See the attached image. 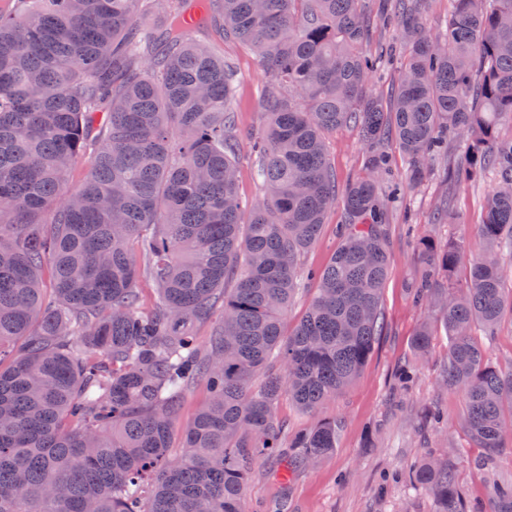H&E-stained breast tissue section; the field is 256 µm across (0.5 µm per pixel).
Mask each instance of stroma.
I'll use <instances>...</instances> for the list:
<instances>
[{
    "instance_id": "obj_1",
    "label": "stroma",
    "mask_w": 512,
    "mask_h": 512,
    "mask_svg": "<svg viewBox=\"0 0 512 512\" xmlns=\"http://www.w3.org/2000/svg\"><path fill=\"white\" fill-rule=\"evenodd\" d=\"M191 39L212 44L233 73L231 98L238 141V192L250 203L262 201L266 186L258 177L260 156L254 142L265 123L261 103L267 76L253 51L230 39L224 40L205 26L190 28ZM386 49L379 85L387 90L396 77V63L404 46L397 37L393 17L374 18L372 39L366 52ZM328 162L336 175L337 190L366 174L369 146L357 125L347 124L324 137ZM386 150L393 160L400 202L393 205L382 227L389 255L388 276L381 294L384 330L356 380L313 412L300 410L288 397H281L278 416L289 433L305 431L322 420L340 425L336 450L312 466L273 451L260 459L246 487L249 512H269L275 501L286 500L288 512H435L428 491L392 482L394 474L434 458L452 457L454 478L467 499L480 512H491L496 485L512 481V455L489 456L477 447L461 427L465 414L462 393L449 389L443 379L448 358V335L439 312L418 300L420 286H454L463 291L472 259L482 255L487 243L480 226L484 202L494 179L485 172L450 187L440 170H426L422 180L411 183L409 165L395 142ZM451 206L456 223L439 222L437 211ZM345 221L341 204L327 212L319 240L300 258L302 268L325 266L341 244L340 226ZM456 241L465 246V256L453 273L437 269L424 250L425 244L443 248ZM428 329L431 341L425 353H417L413 339ZM472 339L502 372H512V315L499 322L494 335L481 325L472 328ZM417 368L414 384L406 390L393 384L392 373L401 360ZM444 415L439 427L425 428L429 408Z\"/></svg>"
}]
</instances>
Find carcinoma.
I'll use <instances>...</instances> for the list:
<instances>
[{
	"instance_id": "cac0c4a2",
	"label": "carcinoma",
	"mask_w": 512,
	"mask_h": 512,
	"mask_svg": "<svg viewBox=\"0 0 512 512\" xmlns=\"http://www.w3.org/2000/svg\"><path fill=\"white\" fill-rule=\"evenodd\" d=\"M371 0H14L0 6V512H247L255 461L279 448L284 394L314 410L359 374L382 331L389 257L380 183L395 140L410 180L447 152L448 181L496 176L465 295L437 292L450 348L448 387L465 399L480 448L507 450L512 373L470 338L491 333L512 291L497 260L512 250V0H456L430 37L422 0H396L408 54L390 101L363 52ZM250 46L267 74L259 141L267 197L244 214L237 190L231 81L224 58L188 37L186 14ZM164 22L143 52L138 20ZM357 123L367 175L343 195L341 246L318 293L284 332L301 255L317 241L336 178L323 135ZM97 151L68 201L67 175ZM463 252L436 254L453 272ZM51 262L53 293L41 288ZM146 267L155 304L140 302ZM214 331L201 352L194 328ZM265 374L263 386L249 383ZM209 396L169 454L185 393ZM325 420L296 433L294 457L336 450ZM437 512H472L446 462L413 465ZM493 512H512V483Z\"/></svg>"
}]
</instances>
